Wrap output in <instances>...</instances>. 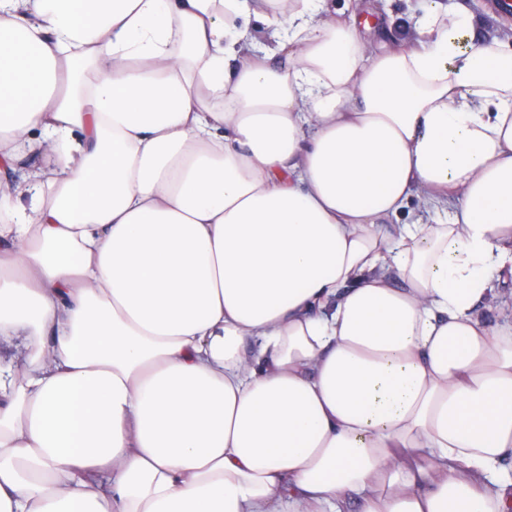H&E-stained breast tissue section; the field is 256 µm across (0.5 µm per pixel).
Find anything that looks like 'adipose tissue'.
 Returning <instances> with one entry per match:
<instances>
[{
    "mask_svg": "<svg viewBox=\"0 0 512 512\" xmlns=\"http://www.w3.org/2000/svg\"><path fill=\"white\" fill-rule=\"evenodd\" d=\"M357 11L0 0V512H512V37Z\"/></svg>",
    "mask_w": 512,
    "mask_h": 512,
    "instance_id": "obj_1",
    "label": "adipose tissue"
}]
</instances>
